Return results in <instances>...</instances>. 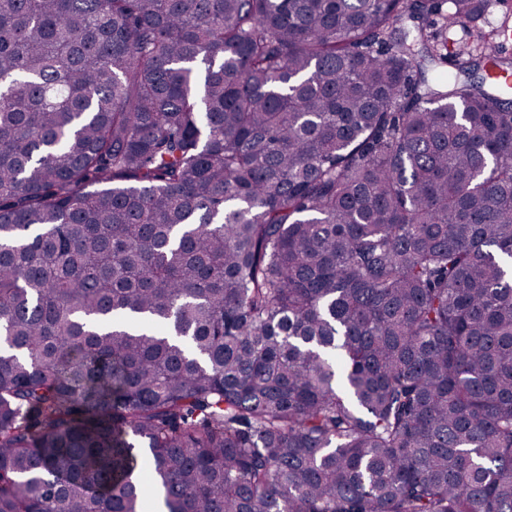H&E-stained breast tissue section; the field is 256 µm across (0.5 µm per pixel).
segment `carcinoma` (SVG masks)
I'll return each mask as SVG.
<instances>
[{
  "label": "carcinoma",
  "mask_w": 512,
  "mask_h": 512,
  "mask_svg": "<svg viewBox=\"0 0 512 512\" xmlns=\"http://www.w3.org/2000/svg\"><path fill=\"white\" fill-rule=\"evenodd\" d=\"M486 4L0 0V512H512Z\"/></svg>",
  "instance_id": "1"
}]
</instances>
